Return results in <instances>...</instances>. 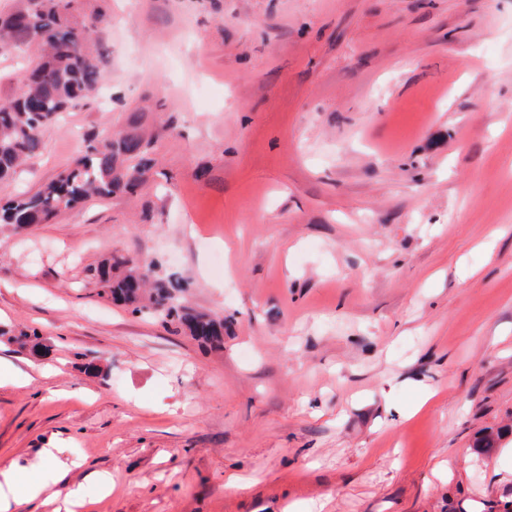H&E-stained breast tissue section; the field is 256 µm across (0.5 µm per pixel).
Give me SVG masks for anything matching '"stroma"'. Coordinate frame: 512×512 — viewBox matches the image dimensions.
<instances>
[{"instance_id": "35a3bbf8", "label": "stroma", "mask_w": 512, "mask_h": 512, "mask_svg": "<svg viewBox=\"0 0 512 512\" xmlns=\"http://www.w3.org/2000/svg\"><path fill=\"white\" fill-rule=\"evenodd\" d=\"M98 8L108 106L63 113L0 199L135 107L163 137L136 195L0 226V326L63 363L42 378L0 336V468L76 462L15 512L74 484L84 512H504L512 0ZM115 254L223 316V349L102 299L86 271Z\"/></svg>"}]
</instances>
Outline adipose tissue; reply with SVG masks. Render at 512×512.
<instances>
[{
    "instance_id": "obj_1",
    "label": "adipose tissue",
    "mask_w": 512,
    "mask_h": 512,
    "mask_svg": "<svg viewBox=\"0 0 512 512\" xmlns=\"http://www.w3.org/2000/svg\"><path fill=\"white\" fill-rule=\"evenodd\" d=\"M60 452L57 446L42 449L37 464L29 470L12 466L0 469V512H13L19 501H32L41 495L46 487L45 469L66 471Z\"/></svg>"
}]
</instances>
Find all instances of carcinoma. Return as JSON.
I'll use <instances>...</instances> for the list:
<instances>
[{"label":"carcinoma","instance_id":"obj_1","mask_svg":"<svg viewBox=\"0 0 512 512\" xmlns=\"http://www.w3.org/2000/svg\"><path fill=\"white\" fill-rule=\"evenodd\" d=\"M105 13L86 14L81 0H18L0 13V46L37 52L21 78L19 92L0 103V180L13 177L41 145L44 129L61 113L97 91L105 49L97 39ZM161 134L146 133L140 113L110 136L90 135L73 165L33 193L0 203V224L17 230L46 223L89 197L134 195L145 182ZM99 295L176 324L203 347L224 348V318L185 306L176 281L151 280V268L133 266L125 257L87 270ZM0 336L22 348L39 347V336L5 326Z\"/></svg>","mask_w":512,"mask_h":512}]
</instances>
